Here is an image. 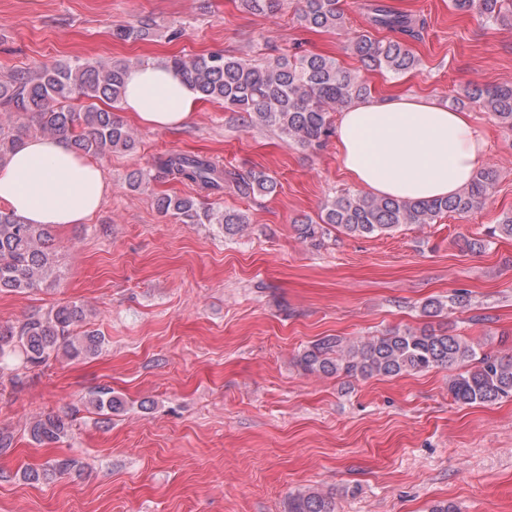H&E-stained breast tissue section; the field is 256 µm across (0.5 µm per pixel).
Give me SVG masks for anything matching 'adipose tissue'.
Wrapping results in <instances>:
<instances>
[{
    "label": "adipose tissue",
    "mask_w": 512,
    "mask_h": 512,
    "mask_svg": "<svg viewBox=\"0 0 512 512\" xmlns=\"http://www.w3.org/2000/svg\"><path fill=\"white\" fill-rule=\"evenodd\" d=\"M125 111L154 128L181 125L196 93L156 65L126 75ZM336 139L344 171L365 193L432 200L458 192L484 164L487 143L469 113L427 97L392 93L341 112ZM110 185L99 165L57 138L27 140L0 165V206L28 224H81Z\"/></svg>",
    "instance_id": "1"
}]
</instances>
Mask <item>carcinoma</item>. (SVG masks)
Wrapping results in <instances>:
<instances>
[{
	"mask_svg": "<svg viewBox=\"0 0 512 512\" xmlns=\"http://www.w3.org/2000/svg\"><path fill=\"white\" fill-rule=\"evenodd\" d=\"M455 11L476 13L488 26L512 21V0H451ZM369 24L398 34L379 40L360 34L349 49L369 70L392 75L412 72L418 59L408 40H419L425 21L399 11L385 0L366 4ZM300 26L311 29H341L345 16L339 0H302L297 13ZM154 22L124 26L113 37L125 41L145 40L153 34ZM164 66L174 70L201 98L224 102L233 112H246L252 122L280 132L290 145L315 151L324 146L333 129L329 113L341 112L352 102L370 95L365 79L345 70L336 59L321 55H282L256 65L222 53L186 59L173 56ZM128 63L77 60L40 71L17 70L0 80V106L14 119L0 125V162L26 140L37 137L63 138L80 154L98 157L114 151H131L135 137L117 120L112 109L97 102L119 104L125 94ZM87 101L77 110L71 102ZM461 105H473L493 115L498 124L512 130V84L472 85L464 89ZM168 175L201 189L220 191L224 185L249 197L271 192L275 180L263 171L240 172L223 168L196 155L169 153L157 160ZM498 177L493 169H480L462 190L451 197L433 200H401L390 197L341 194L324 203L320 221L300 220L298 236L316 246L335 228L349 236L390 234L405 224H432L441 215L463 216L483 204ZM159 212L190 224H222L224 235L238 234L248 218L240 211L216 213L203 210L193 198L159 196ZM53 226L26 224L14 214L0 210V292H26L60 277L56 251L52 247ZM488 236L512 237V212L502 216ZM466 293L458 290L447 302L432 298L423 305L428 317L445 307L464 306ZM86 317L76 302L50 308L5 330L0 329V363L18 350L27 365L36 367L56 359L59 353L72 358L96 354L102 337L87 332L78 337L73 327ZM469 365L448 380V393L460 405L492 403L512 397V357L479 352L452 331L431 329L391 331L356 342L324 336L299 354V365L309 373L350 377H395L430 369ZM89 404L104 415L119 413L125 402L103 387L93 392ZM69 432L63 419L46 415L29 427L31 440L39 445L61 441ZM288 512H335L331 500L318 492H298L288 497Z\"/></svg>",
	"mask_w": 512,
	"mask_h": 512,
	"instance_id": "cac0c4a2",
	"label": "carcinoma"
}]
</instances>
